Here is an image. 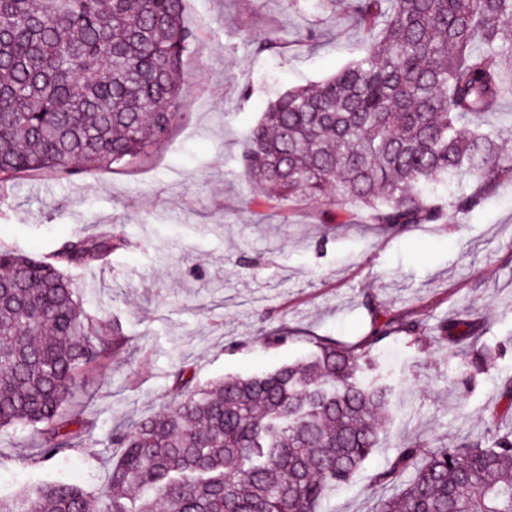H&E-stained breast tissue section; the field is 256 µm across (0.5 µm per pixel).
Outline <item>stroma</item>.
I'll use <instances>...</instances> for the list:
<instances>
[{"label":"stroma","mask_w":512,"mask_h":512,"mask_svg":"<svg viewBox=\"0 0 512 512\" xmlns=\"http://www.w3.org/2000/svg\"><path fill=\"white\" fill-rule=\"evenodd\" d=\"M183 19L196 37L181 116L147 163L0 191V247L46 258L64 238L108 229L127 242L107 263L69 273L85 312L115 324L119 339L114 357L78 376V446L44 461L36 430L0 428V495L46 482L103 488L120 454L112 431L166 411L181 367L204 386L259 375L322 339L360 345L381 314H404L421 322L423 342L373 351L398 384L380 443L321 506L378 512L400 486L371 481L397 445L486 439L512 376V185L489 190L469 215L398 229L369 224L355 206L329 224L316 201L267 200L242 173L246 130L277 95L333 76L371 36L350 15L320 25L288 0H186ZM271 31L280 47L257 50ZM464 309L483 322L468 358L496 353L469 380L435 331ZM283 330L285 341L267 344Z\"/></svg>","instance_id":"obj_1"}]
</instances>
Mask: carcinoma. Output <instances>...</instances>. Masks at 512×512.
Here are the masks:
<instances>
[{"mask_svg":"<svg viewBox=\"0 0 512 512\" xmlns=\"http://www.w3.org/2000/svg\"><path fill=\"white\" fill-rule=\"evenodd\" d=\"M377 30L363 55L317 85L290 89L248 129L247 179L332 214L354 205L384 227L467 215L512 183L484 123L512 79V0H314ZM184 0H0V188L28 175L70 177L148 158L179 117L194 32ZM475 190L466 192L463 180ZM126 246L110 232L62 240L51 259L0 248V427L36 428L40 455L75 447L81 367L112 351V325L87 316L68 270ZM448 348L482 332L467 309L437 325ZM420 323L388 315L366 344L320 341L307 359L200 387L180 369L171 407L112 432L105 490L47 483L0 512H318L378 444L392 390L358 377L372 348ZM512 378L491 440L422 451L400 445L373 486L409 475L380 512H512Z\"/></svg>","mask_w":512,"mask_h":512,"instance_id":"carcinoma-1","label":"carcinoma"}]
</instances>
